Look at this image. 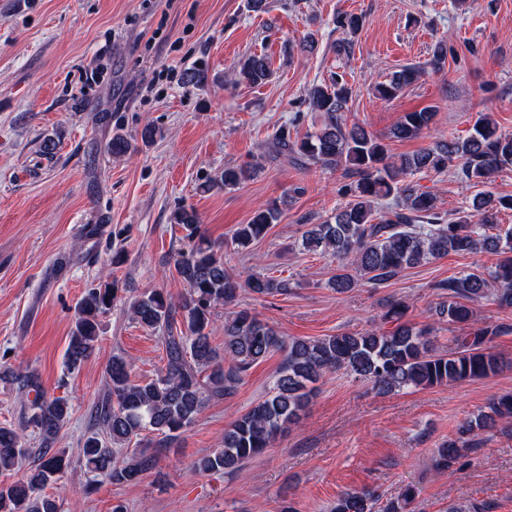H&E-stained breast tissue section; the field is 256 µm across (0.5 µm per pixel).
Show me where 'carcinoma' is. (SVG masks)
<instances>
[{
    "label": "carcinoma",
    "mask_w": 512,
    "mask_h": 512,
    "mask_svg": "<svg viewBox=\"0 0 512 512\" xmlns=\"http://www.w3.org/2000/svg\"><path fill=\"white\" fill-rule=\"evenodd\" d=\"M365 16L354 12L336 15V27L347 37L336 43L338 55L351 52ZM420 68L402 67L376 85L377 96L389 101L420 76ZM272 76L269 61L251 54L239 62V81L258 86ZM353 91L341 74L309 92L313 109L322 113L321 127L299 141L291 140L282 127L271 143L273 158L290 157L303 165L322 169L344 168L351 182L342 186L350 201L320 224H311L301 236V247L336 260L329 286L346 293L359 285L383 288L406 268L449 254L492 253L496 263L439 284L448 291L438 315L467 326L468 332L453 338L454 349L435 351L429 333L404 321L405 306L387 304L383 326L364 334H336L317 339L286 338L248 310L232 311L218 326L214 309L234 306L242 289L259 297L286 295L291 283L264 273L246 280L224 262L223 247L199 233L200 217L183 207L173 217L192 244L178 252L175 272L185 293L173 299L153 288L136 296L128 306L132 320L148 331H161L165 364L153 378L131 379L129 360L112 356L107 366L108 394L99 418L105 435L92 432L81 448V463L92 474L113 482L137 480L158 466L166 449L192 424L215 398L228 396L253 365L273 353L283 354L281 367L262 399L224 428L222 445L198 461L205 473H236L245 462L274 444L295 424L310 403L312 384L323 374L340 370L366 381L380 394L406 389H426L486 379L499 373L501 358L493 351L499 329L475 325L472 303L492 298L512 309V227L500 228L499 214L512 210V196L490 190L476 193L467 207L444 218L436 197L405 178L425 171L436 173L460 161L461 178L472 186H486L500 171L512 167V133L499 128L489 113L478 116L471 131L457 140H441L411 154L392 155L383 138L363 126L348 124L345 113ZM436 109L407 112L386 138L411 140L428 129ZM255 167H226L209 187L234 188L251 179ZM392 200L380 210V200ZM281 216L278 206L257 209L246 224L231 234V244L247 249L264 238ZM116 281H101L82 296L70 330L63 366L73 371L96 350L100 316L118 301ZM224 333V345H213L212 335ZM23 387L32 414L27 424L37 431L41 448L23 446L22 435L0 426V472H10L20 460L31 458L22 478L0 484V512H59L55 497L45 489L57 483L70 466L62 450L53 445L70 416L65 397H51L38 379L25 376ZM512 421V393L493 397L486 409L465 420L454 438L437 449L435 467L450 470L477 447L480 433L498 423ZM154 436V447L132 448L142 434ZM125 446L119 453L112 445ZM373 495L366 490L348 491L337 497L331 512H372Z\"/></svg>",
    "instance_id": "carcinoma-1"
}]
</instances>
